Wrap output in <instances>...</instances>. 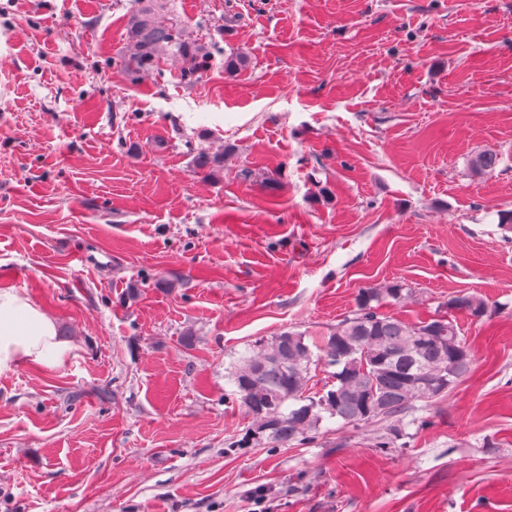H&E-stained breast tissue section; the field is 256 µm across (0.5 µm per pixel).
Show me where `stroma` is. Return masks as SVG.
Listing matches in <instances>:
<instances>
[{
	"mask_svg": "<svg viewBox=\"0 0 512 512\" xmlns=\"http://www.w3.org/2000/svg\"><path fill=\"white\" fill-rule=\"evenodd\" d=\"M133 7L0 0V289L76 345L0 376V512H512V0H171L218 48L191 87L126 81ZM393 282L405 322L497 306L467 375L391 448L242 447L230 364Z\"/></svg>",
	"mask_w": 512,
	"mask_h": 512,
	"instance_id": "stroma-1",
	"label": "stroma"
}]
</instances>
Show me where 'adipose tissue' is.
Returning a JSON list of instances; mask_svg holds the SVG:
<instances>
[{"mask_svg":"<svg viewBox=\"0 0 512 512\" xmlns=\"http://www.w3.org/2000/svg\"><path fill=\"white\" fill-rule=\"evenodd\" d=\"M72 349L42 307L16 291L0 289V374L24 364L57 367Z\"/></svg>","mask_w":512,"mask_h":512,"instance_id":"ef3b65f1","label":"adipose tissue"}]
</instances>
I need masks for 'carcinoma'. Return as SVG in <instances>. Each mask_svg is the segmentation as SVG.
I'll use <instances>...</instances> for the list:
<instances>
[{"label": "carcinoma", "mask_w": 512, "mask_h": 512, "mask_svg": "<svg viewBox=\"0 0 512 512\" xmlns=\"http://www.w3.org/2000/svg\"><path fill=\"white\" fill-rule=\"evenodd\" d=\"M169 0H135L127 29V47L120 58L126 80L136 85L162 76V63L172 61L188 86L206 74L215 44L188 36L175 20L159 22ZM246 58L224 55V71L237 75ZM224 154L200 153L197 170L211 175ZM498 154L490 149L470 161L477 174L495 170ZM412 290L395 282L384 288H364L353 313L330 328L322 343L306 333L283 330L255 341L234 365L231 396L249 419L244 444L264 442L288 448L315 441L325 419L359 430L376 421L387 423L378 448H388L407 436L415 421L405 418L451 390L471 369L473 355L460 335L456 315L484 319L495 308L480 296L448 297L444 312L427 321L405 322L380 312L390 301H401ZM334 367L332 388L307 393L311 367Z\"/></svg>", "instance_id": "1"}]
</instances>
